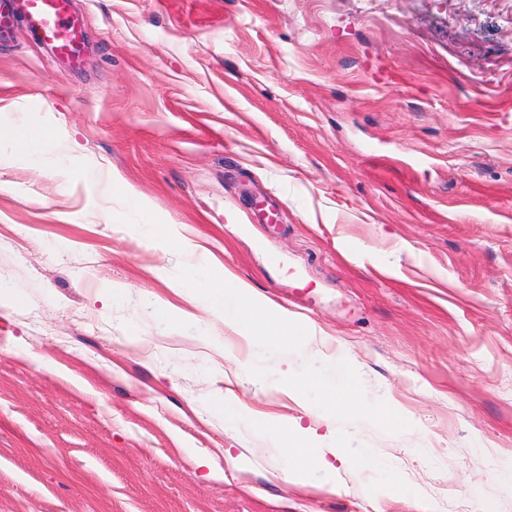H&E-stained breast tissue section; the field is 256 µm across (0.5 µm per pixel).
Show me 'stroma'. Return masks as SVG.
<instances>
[{
	"label": "stroma",
	"mask_w": 512,
	"mask_h": 512,
	"mask_svg": "<svg viewBox=\"0 0 512 512\" xmlns=\"http://www.w3.org/2000/svg\"><path fill=\"white\" fill-rule=\"evenodd\" d=\"M76 3L79 67L23 19L0 36V106L311 323L317 362L348 357L410 424L346 425L354 445L439 512H512V0ZM0 181V512H415L365 499L364 474L274 477L249 420L319 429L322 410L240 373L259 351L176 290L182 256L107 223L120 197L75 171ZM207 403L210 407L223 414L224 413V426H231L232 424L241 422L244 419V408L233 397L228 394L224 396H214L207 398Z\"/></svg>",
	"instance_id": "stroma-1"
}]
</instances>
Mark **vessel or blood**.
<instances>
[{
  "label": "vessel or blood",
  "instance_id": "b4317fda",
  "mask_svg": "<svg viewBox=\"0 0 512 512\" xmlns=\"http://www.w3.org/2000/svg\"><path fill=\"white\" fill-rule=\"evenodd\" d=\"M0 13V27H9L14 15L26 17L54 57L74 64L79 60L83 21L71 11L72 0H8Z\"/></svg>",
  "mask_w": 512,
  "mask_h": 512
}]
</instances>
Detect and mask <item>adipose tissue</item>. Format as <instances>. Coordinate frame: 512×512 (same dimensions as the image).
I'll list each match as a JSON object with an SVG mask.
<instances>
[{
  "label": "adipose tissue",
  "mask_w": 512,
  "mask_h": 512,
  "mask_svg": "<svg viewBox=\"0 0 512 512\" xmlns=\"http://www.w3.org/2000/svg\"><path fill=\"white\" fill-rule=\"evenodd\" d=\"M1 122L23 131L24 139L0 146V167L22 163L40 168L50 161L64 172L74 168L80 170L85 177L101 184L103 194L109 195L114 191V180L102 178L96 167L80 158L65 136L54 127L34 121L23 112H11L5 116L0 114ZM126 200V214L132 217L134 228L141 236L163 240L168 247L185 251V244L173 236L170 225L159 222L138 196L130 193Z\"/></svg>",
  "instance_id": "ef3b65f1"
}]
</instances>
